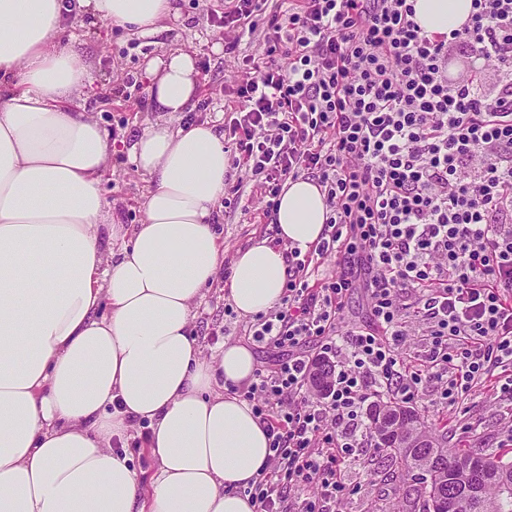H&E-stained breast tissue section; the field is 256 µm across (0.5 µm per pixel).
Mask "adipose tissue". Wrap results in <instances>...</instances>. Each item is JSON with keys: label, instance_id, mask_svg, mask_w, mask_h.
<instances>
[{"label": "adipose tissue", "instance_id": "1", "mask_svg": "<svg viewBox=\"0 0 512 512\" xmlns=\"http://www.w3.org/2000/svg\"><path fill=\"white\" fill-rule=\"evenodd\" d=\"M93 18L147 35L174 0H78ZM63 0H0V512H256L244 490L268 435L235 386L252 349L204 356L194 309L219 279L224 247L212 215L227 177L224 135L187 120L200 89L177 50L148 69L157 118L130 160L150 183L145 218L120 240L102 184L113 154L93 113L73 109L91 83L64 45ZM472 0H416L430 35L461 28ZM318 185L287 181L279 245L237 251L224 292L241 316L276 306L282 250L308 251L326 220ZM156 463L142 481L113 446L135 422Z\"/></svg>", "mask_w": 512, "mask_h": 512}]
</instances>
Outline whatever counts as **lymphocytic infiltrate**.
Wrapping results in <instances>:
<instances>
[{
    "label": "lymphocytic infiltrate",
    "instance_id": "obj_1",
    "mask_svg": "<svg viewBox=\"0 0 512 512\" xmlns=\"http://www.w3.org/2000/svg\"><path fill=\"white\" fill-rule=\"evenodd\" d=\"M286 2L228 104L232 166L247 174L230 192L268 225L305 176L327 218L312 249H287L280 303L246 329L278 351L244 393L270 437L247 493L257 512H329L370 443V387L405 404L431 383L450 407L477 385L512 399V0H473L446 36L422 32L412 0ZM452 50L466 60L454 78ZM331 257L338 274L318 277ZM358 288L369 320L346 331ZM410 310L428 336L412 365L399 354ZM312 344L335 359L317 395Z\"/></svg>",
    "mask_w": 512,
    "mask_h": 512
}]
</instances>
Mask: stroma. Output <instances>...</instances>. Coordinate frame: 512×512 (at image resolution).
<instances>
[{
	"label": "stroma",
	"instance_id": "1",
	"mask_svg": "<svg viewBox=\"0 0 512 512\" xmlns=\"http://www.w3.org/2000/svg\"><path fill=\"white\" fill-rule=\"evenodd\" d=\"M178 15L169 19L165 30L146 37L129 34L116 26L101 23L85 14H69L62 33L64 43L72 44L90 64L93 84L77 103L80 110L94 113L110 135L116 150L103 183L106 201L124 224L141 223L147 178L129 159L134 139L157 117L150 105L148 63L162 58L174 48L192 53L201 73L197 113L223 124V106L235 84L233 66L224 62V25L215 12L220 0H176ZM224 244L225 260L250 245L275 243L269 228L254 223L251 211L243 204L221 208L213 226ZM227 300L221 288L209 289L196 311L194 329L204 354L225 340H236L248 318L226 315ZM425 425L446 423L447 448H485L512 456L506 439L512 434V404L490 402L484 387L474 388L463 403L455 407L441 404L434 385H427L416 403ZM355 493L342 504V512H419L420 503H408L406 491L412 480L394 476L384 456L373 448H362L348 472Z\"/></svg>",
	"mask_w": 512,
	"mask_h": 512
}]
</instances>
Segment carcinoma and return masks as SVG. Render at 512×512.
Returning <instances> with one entry per match:
<instances>
[{
	"label": "carcinoma",
	"instance_id": "1",
	"mask_svg": "<svg viewBox=\"0 0 512 512\" xmlns=\"http://www.w3.org/2000/svg\"><path fill=\"white\" fill-rule=\"evenodd\" d=\"M401 415L400 428L420 424L416 409L396 403H378L369 412L375 448L381 452L393 466L410 474L418 488L417 498L423 500V512H431L430 502L438 494L453 496L463 482L465 469L474 459H480L487 466L481 495L474 499L460 500L459 512H512V494H505L504 483L512 486V460L508 461L493 453L479 449L452 451L445 448V437L435 429L421 428L428 441L423 448H405L402 437L388 432L380 417Z\"/></svg>",
	"mask_w": 512,
	"mask_h": 512
}]
</instances>
